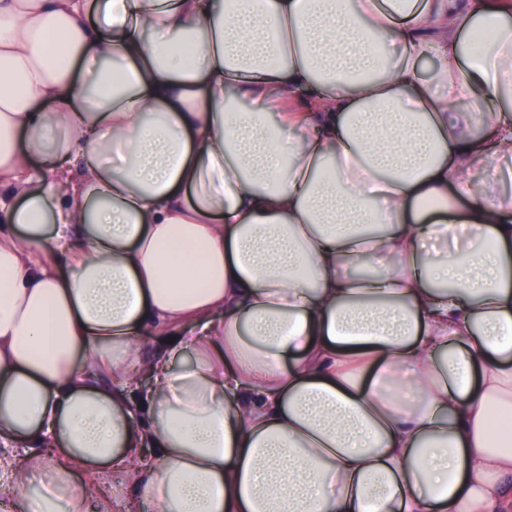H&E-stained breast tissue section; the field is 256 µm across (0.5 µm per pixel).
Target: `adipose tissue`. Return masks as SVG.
<instances>
[{"label":"adipose tissue","mask_w":512,"mask_h":512,"mask_svg":"<svg viewBox=\"0 0 512 512\" xmlns=\"http://www.w3.org/2000/svg\"><path fill=\"white\" fill-rule=\"evenodd\" d=\"M511 156L512 0H0V512H512ZM109 512L114 511H125V512H157L155 507L148 501L144 500L139 493L133 489L129 490L127 498L122 500L113 501L112 510V498L109 502ZM129 509V510H128ZM154 509L155 511H153Z\"/></svg>","instance_id":"1"}]
</instances>
